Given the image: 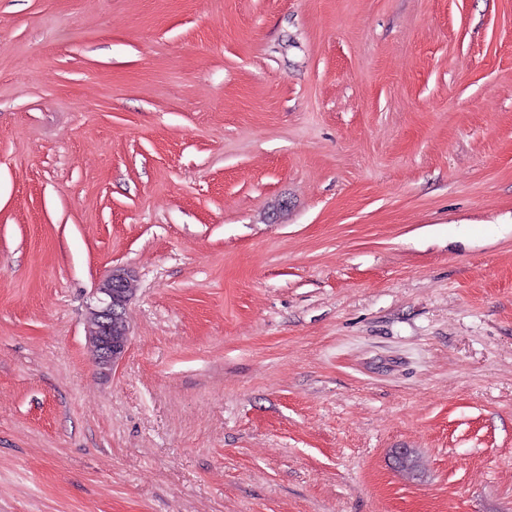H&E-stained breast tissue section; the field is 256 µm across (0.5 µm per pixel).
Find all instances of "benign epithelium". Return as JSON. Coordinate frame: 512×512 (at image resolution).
<instances>
[{
  "label": "benign epithelium",
  "mask_w": 512,
  "mask_h": 512,
  "mask_svg": "<svg viewBox=\"0 0 512 512\" xmlns=\"http://www.w3.org/2000/svg\"><path fill=\"white\" fill-rule=\"evenodd\" d=\"M131 274L115 269L95 289L96 304L91 309L93 325L88 330L92 358L106 372L120 364L130 342L125 320L132 292Z\"/></svg>",
  "instance_id": "obj_1"
}]
</instances>
